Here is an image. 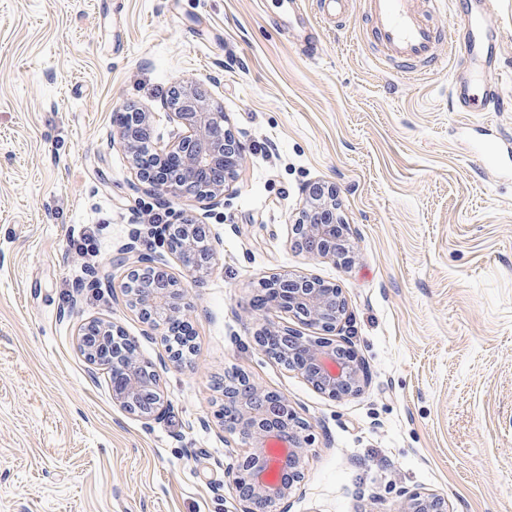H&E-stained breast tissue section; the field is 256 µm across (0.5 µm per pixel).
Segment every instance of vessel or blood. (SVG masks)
<instances>
[{
    "mask_svg": "<svg viewBox=\"0 0 512 512\" xmlns=\"http://www.w3.org/2000/svg\"><path fill=\"white\" fill-rule=\"evenodd\" d=\"M445 9L444 0H366L367 16L385 58L405 62L434 63L438 28L435 16ZM494 0H469L468 34L465 40L449 37L452 51L460 53L466 63L462 77L451 81L448 100L452 111L471 109V82L483 79L491 66L496 47L490 37L495 28Z\"/></svg>",
    "mask_w": 512,
    "mask_h": 512,
    "instance_id": "obj_1",
    "label": "vessel or blood"
}]
</instances>
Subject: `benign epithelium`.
<instances>
[{"label": "benign epithelium", "instance_id": "obj_1", "mask_svg": "<svg viewBox=\"0 0 512 512\" xmlns=\"http://www.w3.org/2000/svg\"><path fill=\"white\" fill-rule=\"evenodd\" d=\"M198 82L181 81L173 86L167 107L185 128V133L162 149L148 148L153 115L119 108L113 127L132 158L136 179L168 199L193 196L200 208L209 211L224 205L245 152L244 144L226 126L222 108L213 106L196 89ZM336 192L322 183L305 187L299 216L292 225V245L311 257H331L343 264L353 260L349 225L336 215ZM200 224L194 214L182 210L169 224L155 226L159 247L174 254L192 281L211 269L215 254L205 240L196 236ZM140 232L133 230L129 242L110 260L122 270L121 288L128 305L151 330H163L168 360L184 361L194 350L195 332L188 320L187 285L156 265L152 250L138 248ZM79 288H112L109 276L91 271ZM253 310L262 320L254 336L266 354L288 358L296 370L320 392L341 398L360 390L368 373L363 362L328 334L348 320V305L342 289L315 277L273 274L264 279L253 296ZM285 314L304 326L325 332L312 338L278 321ZM77 345L91 371H110L112 399L125 412L144 420L163 410L159 379L151 362L143 359L136 340L125 335L110 320H91L78 332ZM223 428L248 448L228 477L235 488L237 512H288L289 499L300 486L310 425L288 399L264 390L244 373L224 381L217 413ZM398 512H450L448 500L432 492H414Z\"/></svg>", "mask_w": 512, "mask_h": 512}]
</instances>
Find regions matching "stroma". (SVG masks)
I'll return each mask as SVG.
<instances>
[{
    "label": "stroma",
    "instance_id": "35a3bbf8",
    "mask_svg": "<svg viewBox=\"0 0 512 512\" xmlns=\"http://www.w3.org/2000/svg\"><path fill=\"white\" fill-rule=\"evenodd\" d=\"M0 0V512H235L228 470L245 454L215 414L245 372L310 425L290 512H397L432 491L450 512H512V108L454 112L445 68L387 61L364 0L325 19L301 0ZM489 80L512 99V0ZM195 79L246 147L235 192L197 210L216 263L189 283L196 348L179 366L126 302L108 259L164 203L139 189L117 108L153 113L151 144L180 124L164 107ZM333 186L354 232L349 265L308 258L291 227L310 183ZM155 249L177 278L176 258ZM95 270L114 287L77 291ZM289 270L342 289L350 346L369 379L333 399L260 351V281ZM107 318L153 363L165 404L150 422L89 374L79 327Z\"/></svg>",
    "mask_w": 512,
    "mask_h": 512
}]
</instances>
